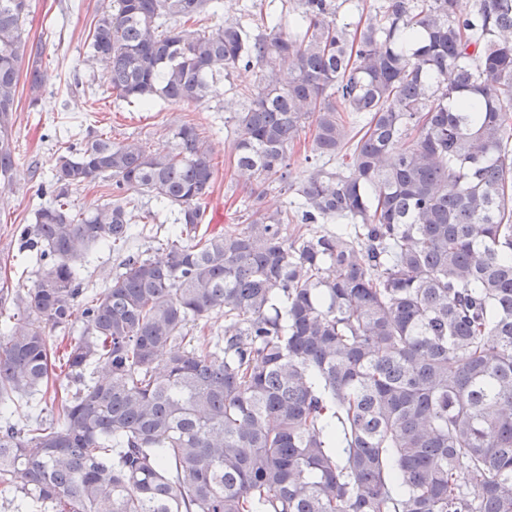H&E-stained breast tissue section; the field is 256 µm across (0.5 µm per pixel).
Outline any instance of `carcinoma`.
Segmentation results:
<instances>
[{
  "instance_id": "1",
  "label": "carcinoma",
  "mask_w": 512,
  "mask_h": 512,
  "mask_svg": "<svg viewBox=\"0 0 512 512\" xmlns=\"http://www.w3.org/2000/svg\"><path fill=\"white\" fill-rule=\"evenodd\" d=\"M221 3L104 0L91 55L146 109L198 104L257 66L235 167L258 199L295 190L293 209L201 229L215 166L188 123L165 152L101 135L66 147L51 200L18 230L40 271L29 288L0 280V409L48 387L55 329L83 387L56 418L0 417V490L22 477L14 512H512V0H387L352 31L335 0H285L286 23L184 29ZM30 8L0 0L5 187L22 65L31 91L45 79ZM308 125L313 155L349 148L350 162L295 188ZM97 179L114 199L74 210ZM144 198L176 213L165 254L127 255L75 329L77 262L126 245ZM213 314L224 331L191 335Z\"/></svg>"
}]
</instances>
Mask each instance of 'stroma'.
<instances>
[{
	"label": "stroma",
	"instance_id": "stroma-1",
	"mask_svg": "<svg viewBox=\"0 0 512 512\" xmlns=\"http://www.w3.org/2000/svg\"><path fill=\"white\" fill-rule=\"evenodd\" d=\"M25 34L45 40L41 66L46 81L39 96L20 84L16 121V164L8 193L0 195V260L18 250L17 228L34 221L50 193L51 172L62 144L80 146L90 135L107 134L119 141L139 138L150 150L168 145L169 129L183 121L208 139L217 162L215 188L207 204V222L224 229L242 228L253 203L234 162V135L224 121L235 112L240 94L252 88L257 67L238 68L201 104L157 102L152 110L117 100L110 77L90 57L88 33L100 0H31ZM280 0H222L218 15L201 19L214 27L224 19L250 25L257 13L278 15Z\"/></svg>",
	"mask_w": 512,
	"mask_h": 512
}]
</instances>
